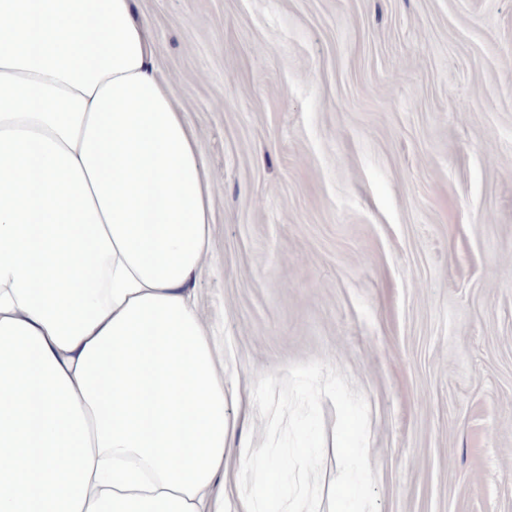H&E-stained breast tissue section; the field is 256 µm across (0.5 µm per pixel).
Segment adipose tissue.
Wrapping results in <instances>:
<instances>
[{"label":"adipose tissue","instance_id":"adipose-tissue-1","mask_svg":"<svg viewBox=\"0 0 512 512\" xmlns=\"http://www.w3.org/2000/svg\"><path fill=\"white\" fill-rule=\"evenodd\" d=\"M210 192L136 0H0V512H223Z\"/></svg>","mask_w":512,"mask_h":512}]
</instances>
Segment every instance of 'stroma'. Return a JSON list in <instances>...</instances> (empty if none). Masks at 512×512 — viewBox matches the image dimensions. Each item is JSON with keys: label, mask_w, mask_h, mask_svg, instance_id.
Instances as JSON below:
<instances>
[{"label": "stroma", "mask_w": 512, "mask_h": 512, "mask_svg": "<svg viewBox=\"0 0 512 512\" xmlns=\"http://www.w3.org/2000/svg\"><path fill=\"white\" fill-rule=\"evenodd\" d=\"M198 141L224 494L261 374L369 403L380 512H512V0H137Z\"/></svg>", "instance_id": "stroma-1"}]
</instances>
